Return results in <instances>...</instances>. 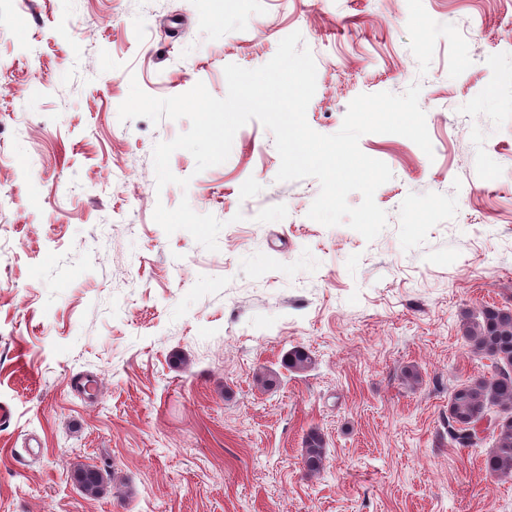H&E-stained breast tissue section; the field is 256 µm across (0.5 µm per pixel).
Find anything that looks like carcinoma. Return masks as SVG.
I'll use <instances>...</instances> for the list:
<instances>
[{"label":"carcinoma","mask_w":512,"mask_h":512,"mask_svg":"<svg viewBox=\"0 0 512 512\" xmlns=\"http://www.w3.org/2000/svg\"><path fill=\"white\" fill-rule=\"evenodd\" d=\"M462 337L468 348L492 361L489 376L471 378L456 385L448 397V443L457 448H482L491 441L484 455L487 473L500 479H512V307L485 305L476 314H467L462 324ZM286 366L304 371L312 357L304 347H295L285 358ZM497 408L502 423L483 437L470 433L475 423ZM326 440L322 432L310 429L303 439L301 454L305 475L323 470ZM81 492L98 497L107 491L110 474L95 466L81 464L73 471Z\"/></svg>","instance_id":"obj_1"}]
</instances>
